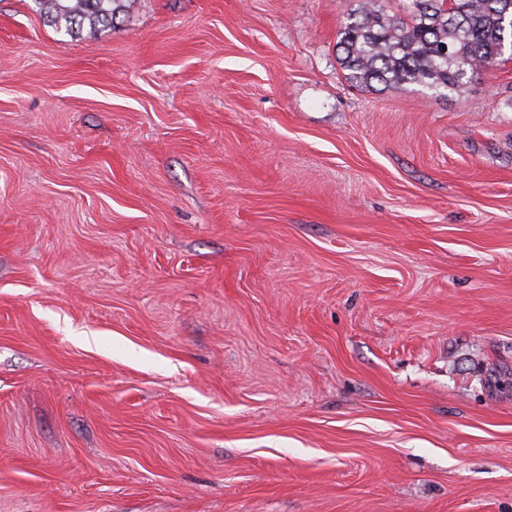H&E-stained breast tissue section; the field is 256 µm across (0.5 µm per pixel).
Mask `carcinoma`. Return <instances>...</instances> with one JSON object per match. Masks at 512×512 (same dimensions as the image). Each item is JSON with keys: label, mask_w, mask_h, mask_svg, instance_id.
Returning <instances> with one entry per match:
<instances>
[{"label": "carcinoma", "mask_w": 512, "mask_h": 512, "mask_svg": "<svg viewBox=\"0 0 512 512\" xmlns=\"http://www.w3.org/2000/svg\"><path fill=\"white\" fill-rule=\"evenodd\" d=\"M411 20L375 8L350 13L339 32L343 68L362 86L415 84L434 94L452 91L512 52V0H413ZM56 32L112 25L124 0H34Z\"/></svg>", "instance_id": "cac0c4a2"}]
</instances>
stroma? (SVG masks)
I'll return each instance as SVG.
<instances>
[{"instance_id": "obj_1", "label": "stroma", "mask_w": 512, "mask_h": 512, "mask_svg": "<svg viewBox=\"0 0 512 512\" xmlns=\"http://www.w3.org/2000/svg\"><path fill=\"white\" fill-rule=\"evenodd\" d=\"M367 2L0 0V512H512V59ZM37 12L57 33L71 38L85 25L90 30L112 25L117 13L124 11L127 0H33ZM413 2L411 21L374 7L348 13L337 46L352 82L415 84L442 94L506 51L512 55V0Z\"/></svg>"}]
</instances>
